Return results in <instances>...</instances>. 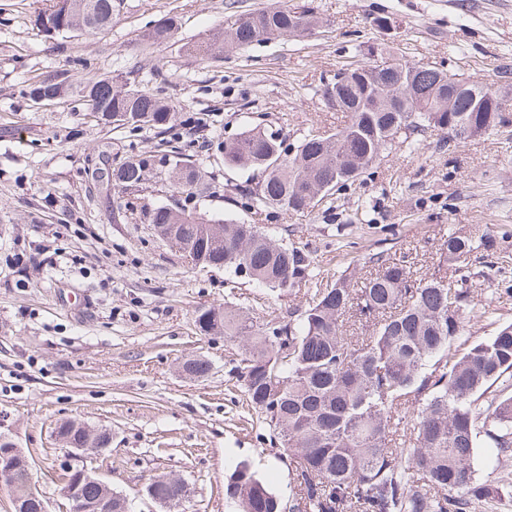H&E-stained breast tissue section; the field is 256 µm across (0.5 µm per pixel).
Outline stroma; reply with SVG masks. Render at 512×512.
Wrapping results in <instances>:
<instances>
[{"label": "stroma", "instance_id": "stroma-1", "mask_svg": "<svg viewBox=\"0 0 512 512\" xmlns=\"http://www.w3.org/2000/svg\"><path fill=\"white\" fill-rule=\"evenodd\" d=\"M42 6L0 0V434L28 455L49 512L68 508L64 469L77 460L53 435L67 420L111 431L105 451L77 462L134 512H163L145 487L170 472L188 484L187 512H239L224 486L242 461L288 498L291 469L235 381L237 348L201 335L197 312L232 302L285 321L339 276L366 277L375 254L406 256L415 274H429L448 233L512 231V128L453 147L436 131L415 136L354 184L290 214L244 207L247 176L225 166L221 146L260 122L291 144L309 127H342L346 115L329 109L324 87L371 44H393L411 65L512 84V0H122L108 28L51 38L34 26ZM272 6L307 7L320 25L246 51L186 52L218 36L225 17ZM378 16L390 30L374 25ZM168 18L172 36L150 44L149 29ZM51 74L75 86L97 75L118 88L162 89L178 120L160 135L102 123L76 95L25 97ZM168 144L222 186L197 195L201 211L266 226L309 253L296 295L190 266L127 210L134 196L147 206L181 202L166 168L133 192L103 180L126 157ZM197 356L210 361L209 375H182Z\"/></svg>", "mask_w": 512, "mask_h": 512}]
</instances>
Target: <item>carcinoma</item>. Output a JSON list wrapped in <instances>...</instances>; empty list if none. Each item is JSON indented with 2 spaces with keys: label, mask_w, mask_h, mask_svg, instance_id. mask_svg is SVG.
<instances>
[{
  "label": "carcinoma",
  "mask_w": 512,
  "mask_h": 512,
  "mask_svg": "<svg viewBox=\"0 0 512 512\" xmlns=\"http://www.w3.org/2000/svg\"><path fill=\"white\" fill-rule=\"evenodd\" d=\"M73 5L92 6L93 29L112 24L116 0H46L35 16L47 36L74 30ZM312 24L307 10L261 9L225 20L221 44L191 46L198 55L215 49L244 50L304 34L296 21ZM359 51L347 83L333 87L348 113L334 132L310 129L288 150L280 130L262 124L224 141V165L251 173L249 209L307 210L336 187L354 182L370 164L412 135L437 129L455 142L459 126L470 137L512 127V86L477 84V94H459L451 111H440L442 88L456 74L397 58L386 45ZM68 91L58 76L28 87L33 101H57ZM91 112L106 124L163 133L176 121L162 91L116 89L112 80L91 76L79 88ZM169 168L177 192L188 197L201 179L187 160L140 154L112 169V185L137 187L157 166ZM147 222L176 224L182 238L204 242L202 224H218L224 240L207 244L224 268L250 270L249 281L291 295L308 276L309 255L287 247L257 224L212 216L181 205L145 212ZM482 248L497 254L496 237L475 225L448 233L442 261L458 273L450 285L432 273L416 278L405 257L379 255L374 272L357 283L345 275L307 301L299 317L283 323L260 320L231 303L207 323L212 335L238 342L237 376L258 419L280 440L289 458L294 487L283 501L246 463L235 467L226 496L241 512H476L493 499L512 496V322L478 338L472 328L490 314L475 301L471 256ZM493 452L479 456L480 441ZM499 471L496 484L478 472ZM162 498L187 492L181 482L155 476ZM31 473L18 472L9 486L23 499Z\"/></svg>",
  "instance_id": "1"
}]
</instances>
